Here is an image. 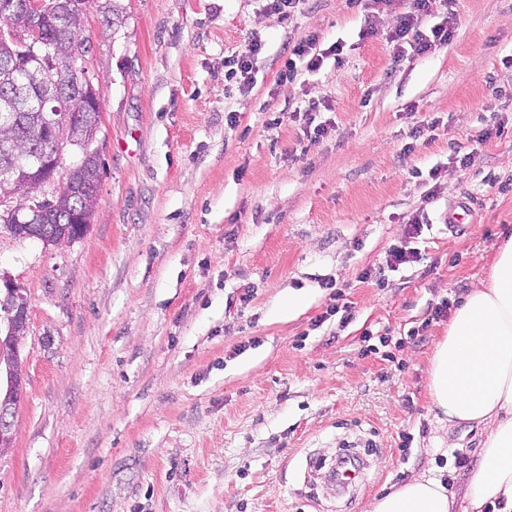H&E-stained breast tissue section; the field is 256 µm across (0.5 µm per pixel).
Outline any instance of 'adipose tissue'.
Returning a JSON list of instances; mask_svg holds the SVG:
<instances>
[{
    "label": "adipose tissue",
    "instance_id": "ef3b65f1",
    "mask_svg": "<svg viewBox=\"0 0 512 512\" xmlns=\"http://www.w3.org/2000/svg\"><path fill=\"white\" fill-rule=\"evenodd\" d=\"M428 392L441 427L483 429L463 497L448 492L442 473L422 474L367 499L360 512H512V236L436 343Z\"/></svg>",
    "mask_w": 512,
    "mask_h": 512
}]
</instances>
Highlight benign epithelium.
<instances>
[{"instance_id": "1", "label": "benign epithelium", "mask_w": 512, "mask_h": 512, "mask_svg": "<svg viewBox=\"0 0 512 512\" xmlns=\"http://www.w3.org/2000/svg\"><path fill=\"white\" fill-rule=\"evenodd\" d=\"M64 13L84 24L87 16V0H65ZM0 39L15 45L31 46L37 41L30 23L24 28L9 27L0 31ZM30 80L21 86L12 106L31 98L40 100V114L37 121L43 129L56 133L53 113L67 110L70 106L71 81L67 69L62 67L61 58L55 51L35 56V63L29 68ZM101 113H71L68 129L58 140V153L73 145L90 147L94 141L91 129L101 124ZM31 171L21 176L16 169L0 174V203L7 205L15 198L17 191H23L26 204L23 206L27 220L24 222L21 238H40L45 243L60 244L78 238L68 232L59 234L42 223L43 210L40 207L42 186L49 181L44 175L53 166L55 156L40 150L27 153ZM6 294L0 298V381L5 382V391L0 392V451L11 447L16 406L23 394L24 373L19 358L18 345L28 326V302L22 290L7 282Z\"/></svg>"}]
</instances>
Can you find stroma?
I'll return each mask as SVG.
<instances>
[{"label":"stroma","instance_id":"1","mask_svg":"<svg viewBox=\"0 0 512 512\" xmlns=\"http://www.w3.org/2000/svg\"><path fill=\"white\" fill-rule=\"evenodd\" d=\"M116 4L115 24L94 9L82 32L103 114L86 235L0 227V278L29 304L0 512H359L459 453L462 493L481 431L433 442L430 359L448 321L427 316L459 306L512 233V0H436L453 39L399 59L387 37L406 0H306L290 20L265 0ZM312 32L343 55L280 81L284 46ZM255 34L245 90L224 59ZM312 100L335 122L319 138L298 116ZM461 200L473 211L452 233ZM416 213L419 259L388 270ZM334 288L348 321L325 314ZM368 332L391 346L367 352ZM353 444L366 467L341 492L314 465Z\"/></svg>","mask_w":512,"mask_h":512}]
</instances>
